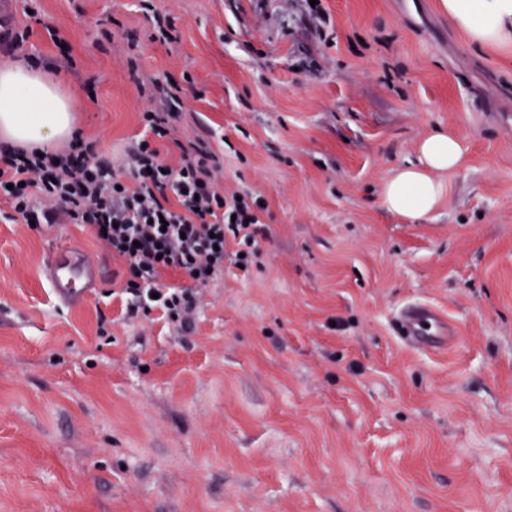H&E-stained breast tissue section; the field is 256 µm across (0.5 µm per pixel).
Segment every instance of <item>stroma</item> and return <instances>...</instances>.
<instances>
[{
    "label": "stroma",
    "mask_w": 512,
    "mask_h": 512,
    "mask_svg": "<svg viewBox=\"0 0 512 512\" xmlns=\"http://www.w3.org/2000/svg\"><path fill=\"white\" fill-rule=\"evenodd\" d=\"M152 2L17 0L13 24L114 165L145 108L125 43L189 74L176 136L266 202L268 237L182 327L127 317L92 231L0 204V512H512V50L469 45L438 0H322L309 43L300 0ZM437 129L467 160L411 222L381 191ZM58 247L102 270L81 303L42 276ZM410 305L447 315L448 349L401 339ZM316 1H318V4H315V7L311 6L309 0L305 1L309 11L300 19L308 38L311 39L316 38L317 36L321 37L324 32V28L330 21L328 15L321 7L320 0Z\"/></svg>",
    "instance_id": "1"
}]
</instances>
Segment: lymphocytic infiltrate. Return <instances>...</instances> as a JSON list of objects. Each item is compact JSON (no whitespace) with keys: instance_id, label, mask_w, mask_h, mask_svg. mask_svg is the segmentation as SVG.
<instances>
[{"instance_id":"lymphocytic-infiltrate-1","label":"lymphocytic infiltrate","mask_w":512,"mask_h":512,"mask_svg":"<svg viewBox=\"0 0 512 512\" xmlns=\"http://www.w3.org/2000/svg\"><path fill=\"white\" fill-rule=\"evenodd\" d=\"M138 87L146 102L144 131L128 149L127 179L88 162L89 146L80 136L42 155L0 144V202L38 225L62 220L91 230L125 263L128 316L160 308L184 324L196 308V287L223 272L228 236L256 245L264 208L259 199L239 200L220 190L219 162L205 144L181 147L178 162L167 161L161 147L174 139L172 121L183 100L173 83L149 78ZM159 97L168 111L152 109ZM168 271L183 274L191 287L166 284Z\"/></svg>"}]
</instances>
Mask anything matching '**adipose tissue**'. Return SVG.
Here are the masks:
<instances>
[{"mask_svg":"<svg viewBox=\"0 0 512 512\" xmlns=\"http://www.w3.org/2000/svg\"><path fill=\"white\" fill-rule=\"evenodd\" d=\"M438 8L469 44L512 49V0H439ZM77 130L71 99L59 81L24 59L0 67V141L55 149ZM464 154L452 132L424 136L415 160L397 168L384 184L382 206L412 221L426 218L444 197V176L462 166Z\"/></svg>","mask_w":512,"mask_h":512,"instance_id":"1","label":"adipose tissue"}]
</instances>
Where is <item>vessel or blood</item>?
Masks as SVG:
<instances>
[{"instance_id": "1", "label": "vessel or blood", "mask_w": 512, "mask_h": 512, "mask_svg": "<svg viewBox=\"0 0 512 512\" xmlns=\"http://www.w3.org/2000/svg\"><path fill=\"white\" fill-rule=\"evenodd\" d=\"M45 276L56 296L63 302L75 303L94 293L101 282L98 265L85 253L60 248L50 255ZM405 339L419 349H444L453 341L456 331L434 308L417 305L400 316Z\"/></svg>"}]
</instances>
